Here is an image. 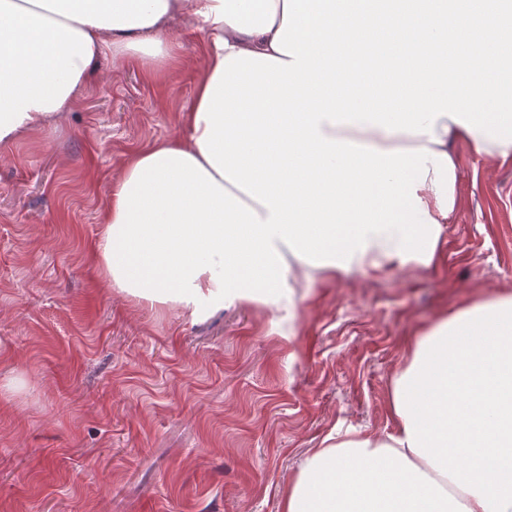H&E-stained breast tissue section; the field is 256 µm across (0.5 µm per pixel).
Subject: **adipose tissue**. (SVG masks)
Wrapping results in <instances>:
<instances>
[{"mask_svg": "<svg viewBox=\"0 0 512 512\" xmlns=\"http://www.w3.org/2000/svg\"><path fill=\"white\" fill-rule=\"evenodd\" d=\"M411 55L389 78L366 14L336 0H0V145L62 119L90 66H162L190 18L204 71L184 135L130 152L92 260L108 288L201 315L356 271L430 265L457 205V142L512 157L503 59L466 0H411ZM362 30L350 56L336 27ZM455 56H448V43ZM391 432L329 435L281 512H512V295L420 332L390 381Z\"/></svg>", "mask_w": 512, "mask_h": 512, "instance_id": "obj_1", "label": "adipose tissue"}]
</instances>
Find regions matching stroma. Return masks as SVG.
Returning <instances> with one entry per match:
<instances>
[{"label": "stroma", "mask_w": 512, "mask_h": 512, "mask_svg": "<svg viewBox=\"0 0 512 512\" xmlns=\"http://www.w3.org/2000/svg\"><path fill=\"white\" fill-rule=\"evenodd\" d=\"M177 66L98 59L54 126L0 146V512H280L340 427H392L390 380L425 327L512 293V159L458 144L430 266L296 286L194 318L105 288L91 260L126 155L180 135L201 39Z\"/></svg>", "instance_id": "obj_1"}]
</instances>
